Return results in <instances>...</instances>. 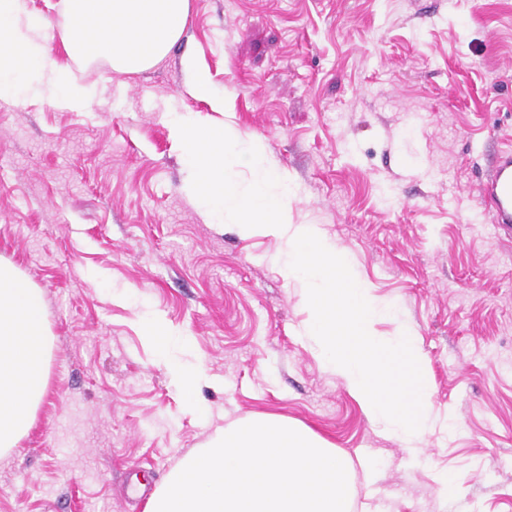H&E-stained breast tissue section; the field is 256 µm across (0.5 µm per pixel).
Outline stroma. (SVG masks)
Wrapping results in <instances>:
<instances>
[{
  "label": "stroma",
  "mask_w": 512,
  "mask_h": 512,
  "mask_svg": "<svg viewBox=\"0 0 512 512\" xmlns=\"http://www.w3.org/2000/svg\"><path fill=\"white\" fill-rule=\"evenodd\" d=\"M193 55L355 275L396 305L437 414L417 459L373 425L302 336L284 244L205 223L167 122L207 117ZM0 99V259L44 298L35 422L0 458V512H146L186 454L250 414L301 423L354 461V512H512V238L478 183L512 140V0H190L184 37L137 75L86 68ZM159 318L171 341L143 334ZM202 367L193 396L167 362ZM456 432H446L448 422ZM466 478L458 498L439 472Z\"/></svg>",
  "instance_id": "1"
}]
</instances>
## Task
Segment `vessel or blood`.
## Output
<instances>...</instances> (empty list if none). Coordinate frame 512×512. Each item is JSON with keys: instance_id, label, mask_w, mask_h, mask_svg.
<instances>
[{"instance_id": "b4317fda", "label": "vessel or blood", "mask_w": 512, "mask_h": 512, "mask_svg": "<svg viewBox=\"0 0 512 512\" xmlns=\"http://www.w3.org/2000/svg\"><path fill=\"white\" fill-rule=\"evenodd\" d=\"M478 196L492 224L512 230V142L497 150L494 166L480 180Z\"/></svg>"}]
</instances>
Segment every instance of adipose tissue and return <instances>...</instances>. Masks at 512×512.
Segmentation results:
<instances>
[{
	"label": "adipose tissue",
	"mask_w": 512,
	"mask_h": 512,
	"mask_svg": "<svg viewBox=\"0 0 512 512\" xmlns=\"http://www.w3.org/2000/svg\"><path fill=\"white\" fill-rule=\"evenodd\" d=\"M50 357L40 290L0 260V455L30 430L45 395Z\"/></svg>",
	"instance_id": "adipose-tissue-1"
}]
</instances>
